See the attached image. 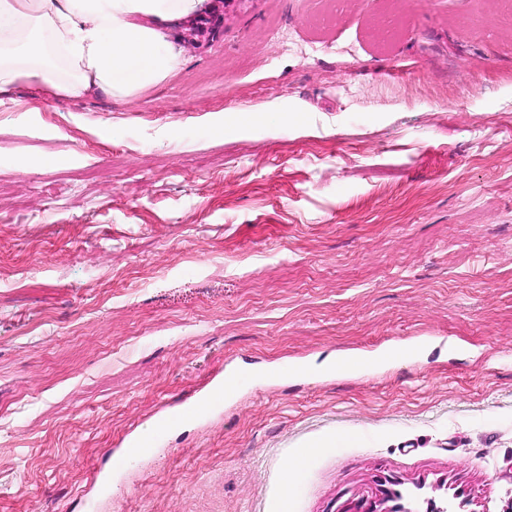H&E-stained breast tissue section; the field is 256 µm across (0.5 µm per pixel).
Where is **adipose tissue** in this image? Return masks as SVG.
<instances>
[{"mask_svg": "<svg viewBox=\"0 0 512 512\" xmlns=\"http://www.w3.org/2000/svg\"><path fill=\"white\" fill-rule=\"evenodd\" d=\"M203 6L204 0H0V92L25 80L51 96H131L177 66L162 23Z\"/></svg>", "mask_w": 512, "mask_h": 512, "instance_id": "1", "label": "adipose tissue"}]
</instances>
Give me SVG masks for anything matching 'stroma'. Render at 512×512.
Segmentation results:
<instances>
[{"instance_id": "1", "label": "stroma", "mask_w": 512, "mask_h": 512, "mask_svg": "<svg viewBox=\"0 0 512 512\" xmlns=\"http://www.w3.org/2000/svg\"><path fill=\"white\" fill-rule=\"evenodd\" d=\"M465 6L205 0L134 96L0 94V512H512V18Z\"/></svg>"}]
</instances>
